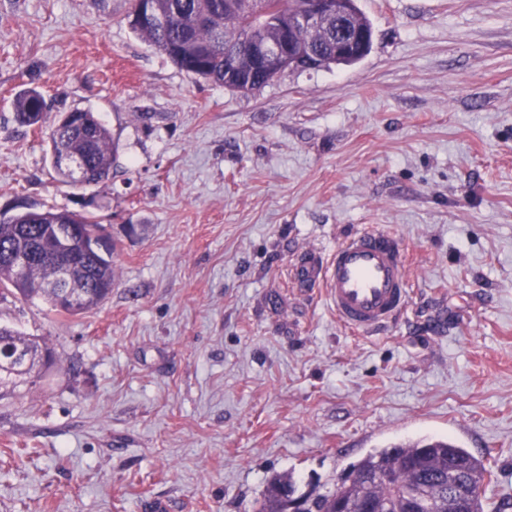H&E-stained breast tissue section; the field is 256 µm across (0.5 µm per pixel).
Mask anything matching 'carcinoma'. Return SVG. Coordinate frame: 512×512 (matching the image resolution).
Returning a JSON list of instances; mask_svg holds the SVG:
<instances>
[{
    "label": "carcinoma",
    "instance_id": "obj_1",
    "mask_svg": "<svg viewBox=\"0 0 512 512\" xmlns=\"http://www.w3.org/2000/svg\"><path fill=\"white\" fill-rule=\"evenodd\" d=\"M303 0H130L129 24L144 41L168 56L180 69L239 92H252L280 75L261 72L249 58L252 42L277 43L289 33L294 55L319 57L317 67H348L358 63L372 47L373 28L357 0H344L339 15L324 17L315 26L294 23ZM156 17V24L135 19L139 8ZM357 32L364 38L355 54H336L343 34ZM16 121L24 126L46 124L48 105L36 90L18 93L13 101ZM48 125V124H46ZM47 145L52 166L60 180L90 186L108 179L117 145L105 124L88 111L73 110L70 119L48 125ZM73 225L76 234L66 245L54 222ZM98 224L89 215L70 211L29 210L0 217V299L5 293L23 299L39 297L56 315H77L97 308L112 292L116 273L112 251L101 254L83 242ZM24 248L31 254L26 270H15L9 252ZM72 264L77 305L59 299L51 287L54 261ZM53 355L46 345L17 330L0 326V387L26 377L40 378L41 354ZM492 473L478 458L447 439H418L395 447L378 448L349 464L333 487L315 495L316 512H336V505L372 504L373 512H404L410 503L418 512H450V493L458 491V512H484L483 501ZM298 494L296 482L275 476L268 484L257 512H286L288 497Z\"/></svg>",
    "mask_w": 512,
    "mask_h": 512
}]
</instances>
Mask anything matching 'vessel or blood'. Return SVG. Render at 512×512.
I'll use <instances>...</instances> for the list:
<instances>
[{"label":"vessel or blood","instance_id":"obj_1","mask_svg":"<svg viewBox=\"0 0 512 512\" xmlns=\"http://www.w3.org/2000/svg\"><path fill=\"white\" fill-rule=\"evenodd\" d=\"M408 250L393 233L354 230L326 261L309 256L293 278L303 288H320L346 328L376 334L396 322L411 298Z\"/></svg>","mask_w":512,"mask_h":512}]
</instances>
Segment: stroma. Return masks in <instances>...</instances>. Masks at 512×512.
<instances>
[{"label":"stroma","mask_w":512,"mask_h":512,"mask_svg":"<svg viewBox=\"0 0 512 512\" xmlns=\"http://www.w3.org/2000/svg\"><path fill=\"white\" fill-rule=\"evenodd\" d=\"M371 52L241 93L186 73L128 0H0V213L92 214L117 282L96 309L0 300L54 347L0 390V512H254L273 474L332 487L373 449L450 437L512 499V0H358ZM93 112L116 160L58 181L12 102ZM395 233L411 300L355 334L305 254Z\"/></svg>","instance_id":"stroma-1"}]
</instances>
